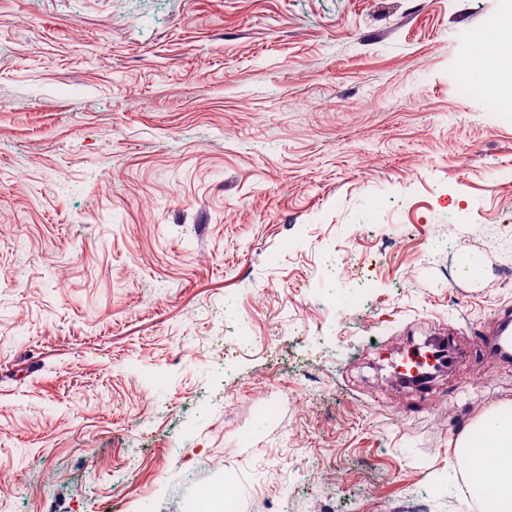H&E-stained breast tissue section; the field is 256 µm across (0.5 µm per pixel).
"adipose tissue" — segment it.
<instances>
[{
	"instance_id": "ef3b65f1",
	"label": "adipose tissue",
	"mask_w": 512,
	"mask_h": 512,
	"mask_svg": "<svg viewBox=\"0 0 512 512\" xmlns=\"http://www.w3.org/2000/svg\"><path fill=\"white\" fill-rule=\"evenodd\" d=\"M457 457L484 512H512V407L486 412L478 433H463Z\"/></svg>"
}]
</instances>
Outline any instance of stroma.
<instances>
[{"mask_svg": "<svg viewBox=\"0 0 512 512\" xmlns=\"http://www.w3.org/2000/svg\"><path fill=\"white\" fill-rule=\"evenodd\" d=\"M509 4L0 0V512L228 482L238 512H475L454 444L512 404V118L477 64ZM438 327L462 363L397 386ZM494 334L495 336L486 339L484 347L489 353L496 354L504 358H507L504 355L510 357L512 354V339L509 338L508 340H505L503 336L512 335L511 314H504L498 318Z\"/></svg>", "mask_w": 512, "mask_h": 512, "instance_id": "stroma-1", "label": "stroma"}]
</instances>
